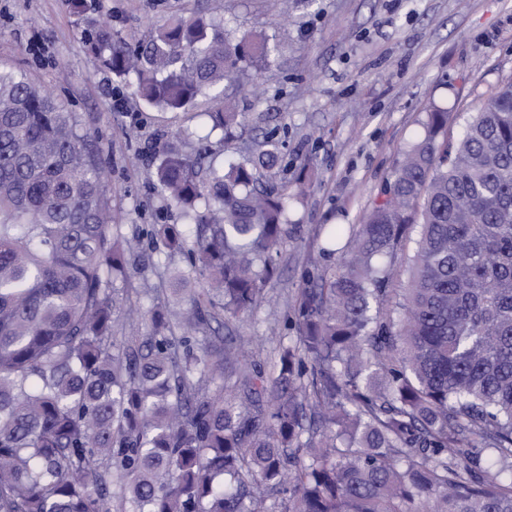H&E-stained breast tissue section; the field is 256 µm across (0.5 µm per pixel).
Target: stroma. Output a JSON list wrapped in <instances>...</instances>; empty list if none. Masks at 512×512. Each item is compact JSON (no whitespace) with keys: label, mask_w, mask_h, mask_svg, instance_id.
<instances>
[{"label":"stroma","mask_w":512,"mask_h":512,"mask_svg":"<svg viewBox=\"0 0 512 512\" xmlns=\"http://www.w3.org/2000/svg\"><path fill=\"white\" fill-rule=\"evenodd\" d=\"M92 15L130 38L147 34L176 9L201 5L257 34L284 25L288 40L276 66L251 81L242 102L245 128L225 142L204 113L163 114L141 104L126 84L85 49L64 0H0V65L26 73L80 113L101 150L116 195L119 228L141 239L130 278L143 303L161 294L181 255L152 245L153 224H180L181 210L156 190L152 164L173 137L186 153L210 148L215 160L279 132L292 180L309 163V188L288 214L292 240L279 281L235 333L278 344L282 318L313 256L324 224L360 223L391 179L405 148L423 131L426 111H448L456 141L498 86L512 80V0H91Z\"/></svg>","instance_id":"35a3bbf8"}]
</instances>
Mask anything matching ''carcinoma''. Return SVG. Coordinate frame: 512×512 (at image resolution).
Returning <instances> with one entry per match:
<instances>
[{"label":"carcinoma","mask_w":512,"mask_h":512,"mask_svg":"<svg viewBox=\"0 0 512 512\" xmlns=\"http://www.w3.org/2000/svg\"><path fill=\"white\" fill-rule=\"evenodd\" d=\"M66 3L144 105L203 98L226 136L287 38L237 37L198 8L130 43ZM426 113L361 223L322 226L346 250L308 258L267 366L206 333L277 275L306 183L272 182L275 134L204 171L177 143L157 157L161 195L199 229L191 247L175 224L150 230L204 283L174 278L177 322L128 284L134 246L80 114L0 68V512H512V477L482 459L512 464V82L455 144L448 112Z\"/></svg>","instance_id":"1"}]
</instances>
